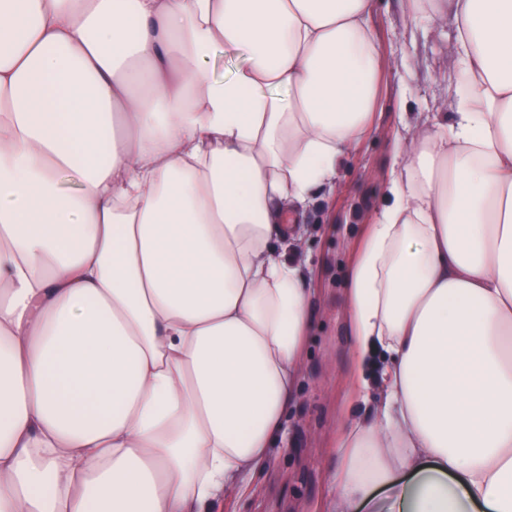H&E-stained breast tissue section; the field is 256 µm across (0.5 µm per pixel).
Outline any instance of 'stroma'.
Segmentation results:
<instances>
[{"instance_id": "obj_1", "label": "stroma", "mask_w": 512, "mask_h": 512, "mask_svg": "<svg viewBox=\"0 0 512 512\" xmlns=\"http://www.w3.org/2000/svg\"><path fill=\"white\" fill-rule=\"evenodd\" d=\"M371 27L386 59L378 127L349 148L333 194L318 193L296 224V249L307 258L314 320L295 405L247 499L226 495L223 512H331L330 468L338 417L346 402L344 288L365 224L383 202V173L395 135L450 111L459 75L448 67L450 20L434 35L413 27L401 0H376Z\"/></svg>"}]
</instances>
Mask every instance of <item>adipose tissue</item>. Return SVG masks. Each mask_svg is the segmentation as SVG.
I'll return each instance as SVG.
<instances>
[{
  "instance_id": "1",
  "label": "adipose tissue",
  "mask_w": 512,
  "mask_h": 512,
  "mask_svg": "<svg viewBox=\"0 0 512 512\" xmlns=\"http://www.w3.org/2000/svg\"><path fill=\"white\" fill-rule=\"evenodd\" d=\"M373 4L0 0V512L247 495L312 328L289 227L376 126ZM406 9L467 91L348 272L332 512H512V0Z\"/></svg>"
}]
</instances>
